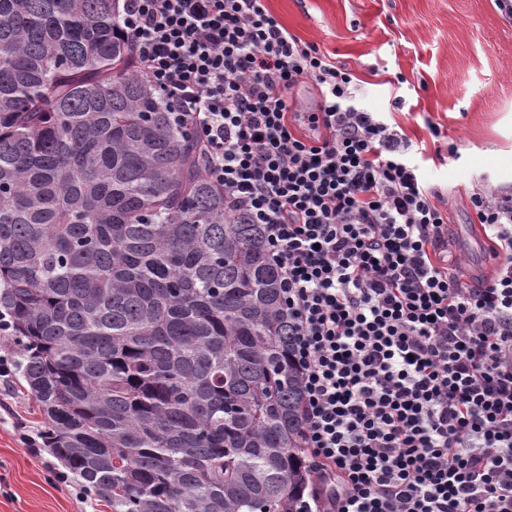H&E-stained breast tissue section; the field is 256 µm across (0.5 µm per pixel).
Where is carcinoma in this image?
Returning <instances> with one entry per match:
<instances>
[{"mask_svg": "<svg viewBox=\"0 0 512 512\" xmlns=\"http://www.w3.org/2000/svg\"><path fill=\"white\" fill-rule=\"evenodd\" d=\"M118 0H0V317L42 443L112 512H295L280 275L134 74Z\"/></svg>", "mask_w": 512, "mask_h": 512, "instance_id": "1", "label": "carcinoma"}]
</instances>
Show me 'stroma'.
Returning <instances> with one entry per match:
<instances>
[{"label": "stroma", "instance_id": "35a3bbf8", "mask_svg": "<svg viewBox=\"0 0 512 512\" xmlns=\"http://www.w3.org/2000/svg\"><path fill=\"white\" fill-rule=\"evenodd\" d=\"M303 41L348 67L356 95L385 112L423 152L421 172L448 210V239L472 233L468 195L481 175L512 189V23L494 0H267ZM401 109H392L394 97ZM441 134L433 136L429 128ZM458 149L449 158V146ZM40 431L19 384L0 386V512H110L59 481L46 448H25L18 426Z\"/></svg>", "mask_w": 512, "mask_h": 512}]
</instances>
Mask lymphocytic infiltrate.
I'll list each match as a JSON object with an SVG mask.
<instances>
[{
  "label": "lymphocytic infiltrate",
  "instance_id": "obj_1",
  "mask_svg": "<svg viewBox=\"0 0 512 512\" xmlns=\"http://www.w3.org/2000/svg\"><path fill=\"white\" fill-rule=\"evenodd\" d=\"M118 29L280 273L316 474L299 512H512V193L469 194L496 260L469 286L409 138L266 0H123Z\"/></svg>",
  "mask_w": 512,
  "mask_h": 512
}]
</instances>
